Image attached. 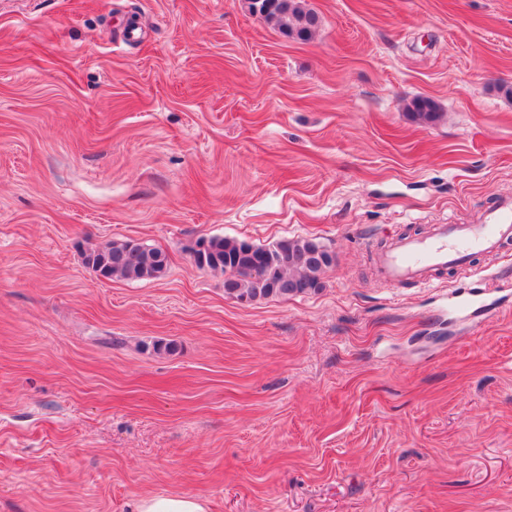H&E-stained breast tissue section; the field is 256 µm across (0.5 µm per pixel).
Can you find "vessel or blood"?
<instances>
[{
  "instance_id": "obj_1",
  "label": "vessel or blood",
  "mask_w": 512,
  "mask_h": 512,
  "mask_svg": "<svg viewBox=\"0 0 512 512\" xmlns=\"http://www.w3.org/2000/svg\"><path fill=\"white\" fill-rule=\"evenodd\" d=\"M512 240V203H500L481 224H438L425 236L397 240L381 254L379 273L391 281L429 282L433 271L465 266L472 255L499 251Z\"/></svg>"
}]
</instances>
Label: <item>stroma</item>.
Returning a JSON list of instances; mask_svg holds the SVG:
<instances>
[{"instance_id": "stroma-1", "label": "stroma", "mask_w": 512, "mask_h": 512, "mask_svg": "<svg viewBox=\"0 0 512 512\" xmlns=\"http://www.w3.org/2000/svg\"><path fill=\"white\" fill-rule=\"evenodd\" d=\"M307 5L299 41L249 0H0V512H512V242L376 269L512 200V0ZM214 235L335 262L243 304L187 251ZM112 240L166 274L98 277ZM512 240V203L503 201L481 224H437L427 236H406L381 254L379 273L391 281L427 283L431 272L465 266L476 253H493ZM82 255L84 264L104 279H159L165 275L169 265L165 251L133 241L108 242L84 251ZM206 502L193 495L168 494L144 498L139 512H207Z\"/></svg>"}]
</instances>
